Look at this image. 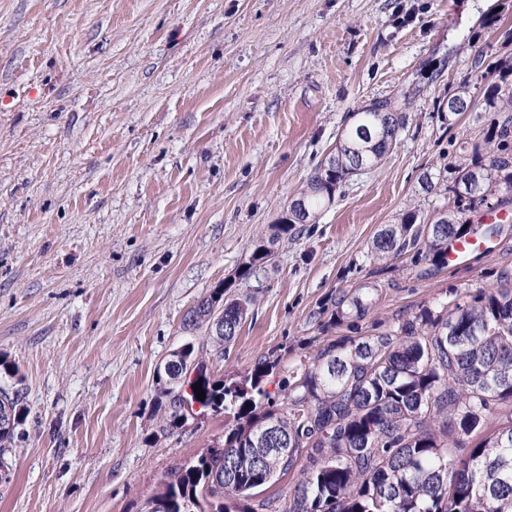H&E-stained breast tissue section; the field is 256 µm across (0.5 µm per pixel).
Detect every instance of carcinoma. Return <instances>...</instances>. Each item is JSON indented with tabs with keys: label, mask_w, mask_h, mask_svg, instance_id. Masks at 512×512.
Listing matches in <instances>:
<instances>
[{
	"label": "carcinoma",
	"mask_w": 512,
	"mask_h": 512,
	"mask_svg": "<svg viewBox=\"0 0 512 512\" xmlns=\"http://www.w3.org/2000/svg\"><path fill=\"white\" fill-rule=\"evenodd\" d=\"M475 83L488 87L483 102L464 83L449 98L452 113L504 112L480 160L455 166L448 186V219L427 224L408 212L386 224L372 241L374 257L400 255L426 241L432 265L448 264V245L463 237L462 215L493 195L512 200V56L477 66ZM406 115L388 100L351 113L336 148L295 198L313 214L334 199L336 188L366 168L384 164L404 129ZM298 221L271 226L238 276L274 255L267 245L292 237ZM214 289L183 319L186 330L212 328L215 350L231 343L252 297ZM372 289L343 292L338 315H364ZM195 346L181 354L173 374L160 377L163 430L184 426V401L224 411V436L194 462L167 475L146 512H230L226 501L244 500L239 512H512V290L456 295L437 311L422 308L397 328L331 343L299 361L281 379L277 399L265 380L275 363L258 362L245 383L215 378ZM200 385L205 398L196 397ZM21 391L0 387V469L23 420ZM308 465L284 505L275 498L250 502L255 491Z\"/></svg>",
	"instance_id": "carcinoma-1"
}]
</instances>
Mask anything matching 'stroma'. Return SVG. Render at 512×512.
<instances>
[{"label":"stroma","instance_id":"obj_1","mask_svg":"<svg viewBox=\"0 0 512 512\" xmlns=\"http://www.w3.org/2000/svg\"><path fill=\"white\" fill-rule=\"evenodd\" d=\"M512 55V0H0V384L25 417L0 512H144L225 418L173 433L156 372L235 281L255 303L215 377L274 379L331 343L466 290L512 288V234L473 262H379L375 233L448 203L493 115L443 106L478 58ZM400 103L387 161L337 187L273 262L235 276L336 146L349 113ZM373 286L363 317L343 291Z\"/></svg>","mask_w":512,"mask_h":512}]
</instances>
